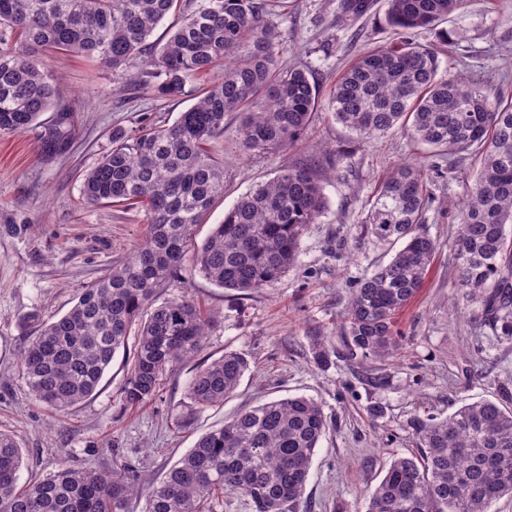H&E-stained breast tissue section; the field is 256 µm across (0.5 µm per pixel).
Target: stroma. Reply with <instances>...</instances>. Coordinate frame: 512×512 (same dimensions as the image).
Here are the masks:
<instances>
[{
	"label": "stroma",
	"instance_id": "stroma-1",
	"mask_svg": "<svg viewBox=\"0 0 512 512\" xmlns=\"http://www.w3.org/2000/svg\"><path fill=\"white\" fill-rule=\"evenodd\" d=\"M370 2L366 13L348 18L343 0H262L282 34L283 65L307 68L325 95L361 52L391 35L386 0ZM447 36L453 47L440 57L442 71L478 83L490 98L512 96V0H467L445 22L413 34L434 47ZM42 60L60 82L56 107L73 113L78 134L66 152L48 158L41 137L52 112L28 132H0V430L20 439L22 479L53 473L66 454L83 468L107 469L121 458L156 483L225 418L263 401L303 395L322 406L329 429L295 512H365L390 463L417 454L415 420L440 419L485 399L512 407V340L495 336L481 308L466 302L457 285L452 243L472 176L468 160L430 185L424 227L437 250L422 289L396 319L402 335L397 356L340 354L336 323L351 284L390 256L367 232L368 202L397 165H426L427 149L399 132L361 144L324 104L296 147L248 152L235 117L208 145L224 164V197L199 226L201 241L239 197L284 167L327 149L338 155L337 169L323 182L327 207L303 235L297 265L274 287L248 295L197 274L161 289L164 298L188 292L220 321L197 360L169 372L144 406L121 404L126 369L119 356L96 394L69 411L36 401L20 365L31 334L23 317L62 316L83 288L128 257L147 225L144 209L88 204L85 174L111 149L113 131L172 124L205 84L192 80L180 98L163 99L88 57L48 53ZM318 333L332 337L337 350L325 367L313 360L310 338ZM227 350L244 353L249 371L223 406L190 413L186 387L198 361ZM374 406L380 410L375 417ZM180 412L188 415L181 427L174 422Z\"/></svg>",
	"mask_w": 512,
	"mask_h": 512
}]
</instances>
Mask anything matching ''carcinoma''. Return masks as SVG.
I'll return each instance as SVG.
<instances>
[{"instance_id": "1", "label": "carcinoma", "mask_w": 512, "mask_h": 512, "mask_svg": "<svg viewBox=\"0 0 512 512\" xmlns=\"http://www.w3.org/2000/svg\"><path fill=\"white\" fill-rule=\"evenodd\" d=\"M465 0H388L390 43L363 52L338 78L328 107L364 142L402 131L431 150L432 170L474 160L476 172L457 211L454 254L458 287L481 306L494 332L512 339V100H490L481 88L440 74L439 51L412 34ZM178 0H0V132L23 133L57 101L58 78L39 59L51 50L96 58L125 70L128 81L156 95H184L192 77H208L196 103L170 125L112 132V148L85 175L83 192L102 202L143 208L148 225L130 257L82 290L59 318L38 323L20 363L34 398L67 411L91 397L116 353L128 352L120 392L136 409L159 392L162 377L191 360L217 322L183 292L159 299L182 278L185 262L211 284L246 295L271 287L299 257L300 241L326 209L324 166L307 159L280 170L224 213L197 244L195 227L224 197V165L207 150L239 118L240 143L252 152L296 144L315 117L320 86L304 69L281 66V32L260 0H196L178 14L166 42L148 38ZM76 134L73 113L58 111L43 146L58 155ZM430 192L424 168L388 173L365 217L376 241L401 244L391 259L356 281L338 333L347 356L389 359L400 348L396 316L422 288L436 251L423 230ZM313 358L326 366L336 351L311 337ZM249 362L224 355L196 367L187 394L202 411L221 405L240 385ZM420 451L394 459L371 492L366 512H490L512 497V409L491 401L464 405L444 419L415 423ZM327 419L305 396L250 407L203 435L157 484L115 462L106 470L76 468L68 455L57 472L20 484L23 451L0 431V512H218L227 493L255 512H292L301 500Z\"/></svg>"}]
</instances>
